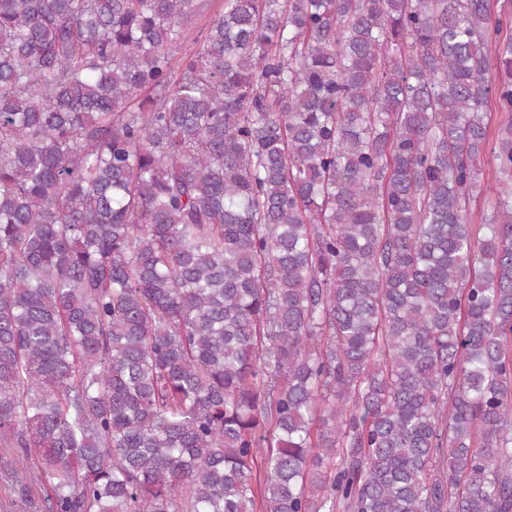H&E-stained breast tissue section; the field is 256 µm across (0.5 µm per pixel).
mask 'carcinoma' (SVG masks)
<instances>
[{"label":"carcinoma","mask_w":512,"mask_h":512,"mask_svg":"<svg viewBox=\"0 0 512 512\" xmlns=\"http://www.w3.org/2000/svg\"><path fill=\"white\" fill-rule=\"evenodd\" d=\"M212 8L0 0L13 501L512 512V0Z\"/></svg>","instance_id":"1"}]
</instances>
